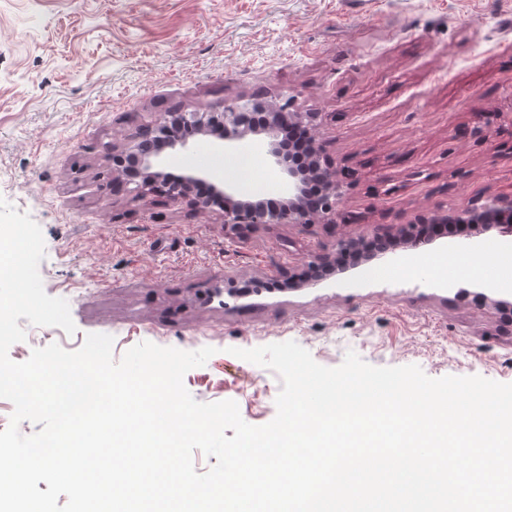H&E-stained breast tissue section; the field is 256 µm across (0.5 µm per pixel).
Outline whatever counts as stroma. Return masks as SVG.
<instances>
[{
  "mask_svg": "<svg viewBox=\"0 0 512 512\" xmlns=\"http://www.w3.org/2000/svg\"><path fill=\"white\" fill-rule=\"evenodd\" d=\"M258 93L318 113L327 156L357 176L343 197L360 219L351 235L512 194V0H0V197L40 226L43 288L76 326L19 319L11 360L79 349L91 333L113 337L117 360L144 341L210 346L186 389L235 401L255 426L275 417L282 383L235 347L293 341L330 368L353 351L512 383L497 307L512 293L430 267L484 251L479 226L419 247L416 275H401V245L314 281L310 266L336 247L323 225L240 239L220 210L115 186L113 151L159 113Z\"/></svg>",
  "mask_w": 512,
  "mask_h": 512,
  "instance_id": "obj_1",
  "label": "stroma"
}]
</instances>
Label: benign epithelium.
Returning a JSON list of instances; mask_svg holds the SVG:
<instances>
[{
    "label": "benign epithelium",
    "instance_id": "7a95c632",
    "mask_svg": "<svg viewBox=\"0 0 512 512\" xmlns=\"http://www.w3.org/2000/svg\"><path fill=\"white\" fill-rule=\"evenodd\" d=\"M291 103L284 104L286 111L268 113L264 133L268 138L264 161L279 170L288 178V204L269 209L264 204L240 203L236 206H224V230L241 236L261 227L273 224H323L338 230L336 254L349 248L356 238L340 231L354 223V218L342 210L343 188L351 173L336 170L327 158L322 139L319 136L318 114L315 112H289ZM265 103L257 94L246 100L224 102L222 112H163L151 129L154 133L150 142L156 144L151 151L142 150L136 145L130 152L140 170L145 173L143 186L167 195L173 199L185 198L192 191L195 183L203 180L199 173H187L180 180L176 190H168L164 183L168 180L165 172L159 170L160 156L166 149L177 151L184 149L188 141L174 135L176 127H193L195 129H213L216 126L224 130V141L235 142L249 130L252 111L262 109ZM286 122L305 132L308 153L314 160L311 171L303 174L298 171L284 155L279 144L278 125ZM314 179L320 183V191L308 194L306 185ZM483 224L489 231H496L503 238H512V195L485 193L470 198L465 204L452 208L448 212L430 219L420 216L409 224L395 225L400 239L419 248L432 243L435 235L429 230L432 224Z\"/></svg>",
    "mask_w": 512,
    "mask_h": 512
}]
</instances>
